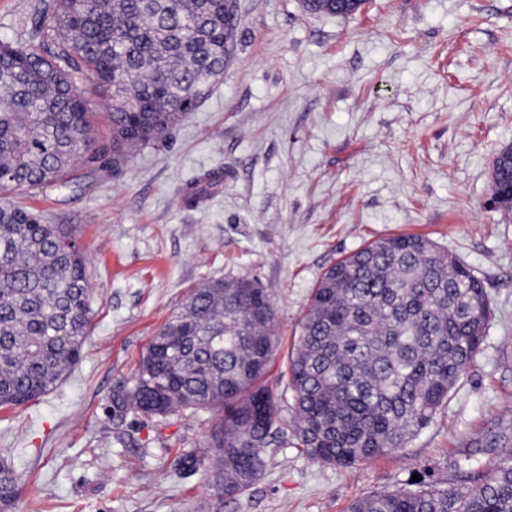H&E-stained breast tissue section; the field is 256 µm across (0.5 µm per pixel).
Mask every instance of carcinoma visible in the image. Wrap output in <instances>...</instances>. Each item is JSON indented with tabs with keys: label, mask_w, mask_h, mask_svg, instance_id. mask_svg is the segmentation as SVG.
I'll use <instances>...</instances> for the list:
<instances>
[{
	"label": "carcinoma",
	"mask_w": 512,
	"mask_h": 512,
	"mask_svg": "<svg viewBox=\"0 0 512 512\" xmlns=\"http://www.w3.org/2000/svg\"><path fill=\"white\" fill-rule=\"evenodd\" d=\"M365 0H303L310 14L348 17ZM56 50L0 41V407L57 387L81 358L91 326L87 261L64 224L11 201L69 186L73 166L109 154L116 170L196 111L236 44L228 0H52L32 39ZM95 82L93 99L74 75ZM111 137L97 146L98 102ZM498 207L512 210V147L491 170ZM213 184H187L194 204ZM492 307L470 269L414 234L374 241L339 260L311 293L289 356L294 436L319 462L347 467L399 450L434 418L467 373ZM275 307L256 279H212L190 289L150 339L135 371L112 389V425L213 410L202 452L178 456L227 499L262 475L277 441L275 401L263 385L273 359ZM468 484L392 490L348 512H512V453L489 472L464 459ZM17 475L0 461V507Z\"/></svg>",
	"instance_id": "cac0c4a2"
}]
</instances>
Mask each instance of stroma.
I'll list each match as a JSON object with an SVG mask.
<instances>
[{"instance_id": "stroma-1", "label": "stroma", "mask_w": 512, "mask_h": 512, "mask_svg": "<svg viewBox=\"0 0 512 512\" xmlns=\"http://www.w3.org/2000/svg\"><path fill=\"white\" fill-rule=\"evenodd\" d=\"M42 0H0V40L28 44ZM237 50L165 140L70 187L13 202L68 224L88 259L92 328L56 389L0 408V459L17 476L9 512H347L396 489L443 488L473 456L512 449V211L490 203V171L512 146V0H367L353 16L302 0H235ZM220 183L196 205L184 189ZM430 238L482 281L493 315L468 373L405 448L350 467L296 448L288 357L310 294L370 242ZM270 288L278 350L265 378L282 434L260 478L223 498L179 473L209 413L110 418L113 386L206 278Z\"/></svg>"}]
</instances>
